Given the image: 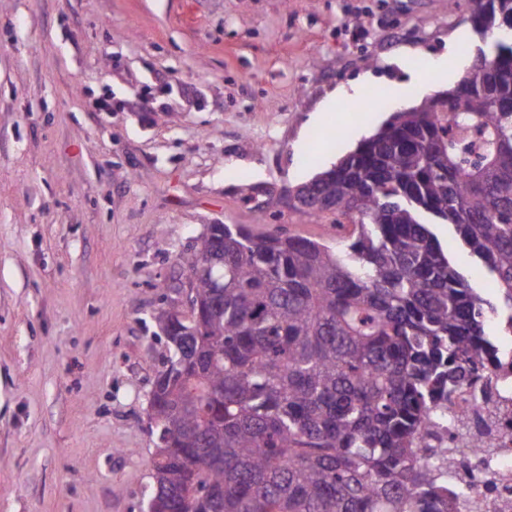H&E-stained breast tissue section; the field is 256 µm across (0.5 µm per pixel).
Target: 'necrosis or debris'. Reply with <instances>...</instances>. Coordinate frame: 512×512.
Masks as SVG:
<instances>
[{
  "mask_svg": "<svg viewBox=\"0 0 512 512\" xmlns=\"http://www.w3.org/2000/svg\"><path fill=\"white\" fill-rule=\"evenodd\" d=\"M491 343L481 378L438 398L422 430L449 485L472 491L458 512H512V334Z\"/></svg>",
  "mask_w": 512,
  "mask_h": 512,
  "instance_id": "obj_1",
  "label": "necrosis or debris"
}]
</instances>
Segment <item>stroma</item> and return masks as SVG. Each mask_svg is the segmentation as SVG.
<instances>
[{
  "instance_id": "stroma-1",
  "label": "stroma",
  "mask_w": 512,
  "mask_h": 512,
  "mask_svg": "<svg viewBox=\"0 0 512 512\" xmlns=\"http://www.w3.org/2000/svg\"><path fill=\"white\" fill-rule=\"evenodd\" d=\"M462 32L460 74L486 42L448 0H0V512H145L180 255L211 224L335 244L286 189Z\"/></svg>"
}]
</instances>
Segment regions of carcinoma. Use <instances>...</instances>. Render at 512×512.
Returning <instances> with one entry per match:
<instances>
[{
  "instance_id": "obj_1",
  "label": "carcinoma",
  "mask_w": 512,
  "mask_h": 512,
  "mask_svg": "<svg viewBox=\"0 0 512 512\" xmlns=\"http://www.w3.org/2000/svg\"><path fill=\"white\" fill-rule=\"evenodd\" d=\"M481 33L512 0H467ZM336 246L213 224L181 263L204 331L156 385L154 512H416L447 491L418 445L434 394L484 360L490 305L441 245L448 224L512 323V40L392 115L299 189Z\"/></svg>"
}]
</instances>
